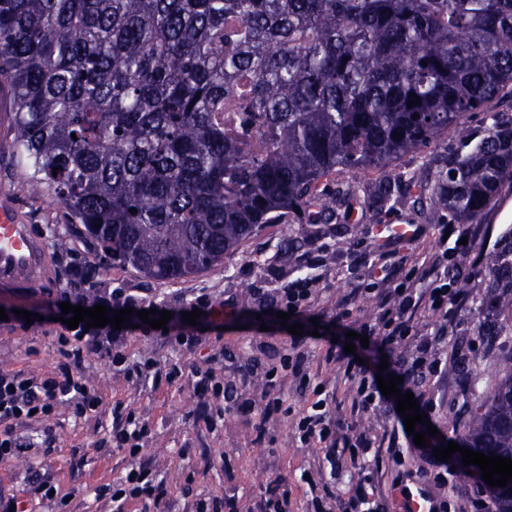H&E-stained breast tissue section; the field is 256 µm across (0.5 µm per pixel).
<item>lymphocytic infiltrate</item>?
<instances>
[{"mask_svg": "<svg viewBox=\"0 0 512 512\" xmlns=\"http://www.w3.org/2000/svg\"><path fill=\"white\" fill-rule=\"evenodd\" d=\"M449 238L438 239L434 246L410 256L405 248L382 252L367 250L357 243L353 251L361 262L362 272L353 291L338 305L334 322L337 328H349L369 339L368 347L357 348L355 354L344 351L345 339L328 343L325 358L338 363L348 384L353 415L390 412L393 400L382 395L376 381L374 364L384 359L392 375L402 377L404 384L416 385L440 374L438 354L448 346V329L457 311L467 306L470 295L460 289L458 278L464 272L460 260L465 248L462 238L476 239V224H453ZM308 277L299 275L277 289L270 305L271 313L294 312L295 316L318 317V298L309 286ZM369 297L374 312L367 319L356 318V301ZM128 332L111 326L62 329L58 344L63 357L54 372L36 374L0 367V464H6L34 447L51 455L56 450V437L51 419L63 406L71 407L78 418L93 419L102 412V399L96 388L88 386L78 373L85 360L99 358L124 363L132 382H140L149 374L164 375L173 382L181 374L178 365L161 367L144 359L125 361L120 352ZM304 338H293L291 355L280 366L265 370L267 386H274L280 371H288L298 387L308 393L306 408L295 421L294 437L303 447L320 449L331 474L349 470L362 473L360 483L337 500V512H385L381 482L389 465L397 457L419 454L418 473L440 488H447L449 472L436 459L432 450L417 451L414 438L400 434L402 420H395L388 434L387 446H377L375 438L357 425L342 427L336 420L335 394L325 387L305 364ZM37 426L34 443L27 444L18 430ZM81 495L77 487L62 488L52 474L30 471L14 492L0 493V512H39L53 507L54 512H76ZM99 497L109 498L115 512L141 502L161 507L165 491L147 470L133 466L123 480L102 485Z\"/></svg>", "mask_w": 512, "mask_h": 512, "instance_id": "1", "label": "lymphocytic infiltrate"}]
</instances>
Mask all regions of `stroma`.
Returning <instances> with one entry per match:
<instances>
[{
  "mask_svg": "<svg viewBox=\"0 0 512 512\" xmlns=\"http://www.w3.org/2000/svg\"><path fill=\"white\" fill-rule=\"evenodd\" d=\"M13 92L0 88V194L11 196L19 206L22 223L32 225L45 238L53 270L50 288L19 292L0 289V307L8 311L0 324V367L50 373L60 362L57 348L59 325L45 322L51 292L62 285L64 268L79 255L97 259L99 252L90 238L72 224L67 210L50 190L32 191L29 171L20 165L15 140ZM461 136L448 128L421 153H408L382 168L356 174L334 173L320 188L332 195L351 184L359 196L341 202L336 215L325 224H315L308 212L291 214L278 224H264L224 262L195 277L179 281L151 280L128 267L99 262L97 281L149 297L165 309H185L200 294L221 301H238L239 314L215 316V330L202 334L199 344L174 345L162 337L128 338L123 354L131 359L150 358L160 365L176 363L184 373L175 383L149 378L128 381L122 365L88 360L81 372L99 391L103 413L95 419L75 418L71 408H60L52 426L56 432V454L45 457L30 451L8 465L0 466V490L18 487L30 469L57 477L63 485L82 490V512H109L99 500V486L125 476L138 464L156 474L166 491L167 512H189L195 499L218 496L224 512H257L270 481L282 478L293 512H307L313 496L324 487L343 495L356 477L330 476L328 464L317 448H304L293 438L294 415L305 406V398L291 377L281 379L284 410L267 415L257 412L266 403L263 369L279 364L287 355L291 335L276 317H259L263 288H279L295 276L296 261L306 253L319 255L322 263L310 275L322 295L318 323L303 319L307 332L304 350L312 370L328 391L343 392L344 384L335 364L325 362L326 343L314 337L315 325H328L336 315L337 300L355 287L352 248L368 239L376 224H417L422 229V246L435 244L441 224L447 223L445 209L419 205L418 190L408 178L426 175L437 158L456 149ZM390 187L394 199L387 206L375 201L378 187ZM512 209V182H505L480 221L483 237L476 240L465 260L468 276L461 287L471 290L473 304L457 314L456 335L448 345L455 361L439 381L416 387L420 397H433L439 405L434 424L446 440L460 437L463 423L471 417L473 397L493 391L512 368V310L502 309V297L512 296V273L490 276L492 255L512 254V229L504 221ZM35 313L25 322L20 310ZM497 333L496 346L475 356L471 338L477 332ZM208 369L217 379L235 382L237 393L224 405V416L215 427H207L195 416L200 401L196 369ZM122 406L148 422L150 431L141 442L138 457L113 447L109 432L112 409Z\"/></svg>",
  "mask_w": 512,
  "mask_h": 512,
  "instance_id": "1",
  "label": "stroma"
}]
</instances>
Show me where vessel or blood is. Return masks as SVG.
Here are the masks:
<instances>
[{"label":"vessel or blood","instance_id":"vessel-or-blood-1","mask_svg":"<svg viewBox=\"0 0 512 512\" xmlns=\"http://www.w3.org/2000/svg\"><path fill=\"white\" fill-rule=\"evenodd\" d=\"M50 278L47 245L18 219L15 205L0 197V288L40 287Z\"/></svg>","mask_w":512,"mask_h":512}]
</instances>
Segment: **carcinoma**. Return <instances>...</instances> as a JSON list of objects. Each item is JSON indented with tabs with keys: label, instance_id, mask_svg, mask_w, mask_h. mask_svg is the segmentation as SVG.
Here are the masks:
<instances>
[{
	"label": "carcinoma",
	"instance_id": "obj_1",
	"mask_svg": "<svg viewBox=\"0 0 512 512\" xmlns=\"http://www.w3.org/2000/svg\"><path fill=\"white\" fill-rule=\"evenodd\" d=\"M1 85L32 189L154 280L218 265L296 210L327 221L355 190L320 196L324 177L450 126L466 151L420 201L473 224L512 181V115L465 127L512 97V0H0ZM226 112L252 113L262 151ZM463 430L512 459V372ZM486 109L489 112H476L468 116L466 125L469 132L475 137L482 135L481 131L488 122L489 115L493 112H511L512 113V99L509 98H496L487 104Z\"/></svg>",
	"mask_w": 512,
	"mask_h": 512
}]
</instances>
